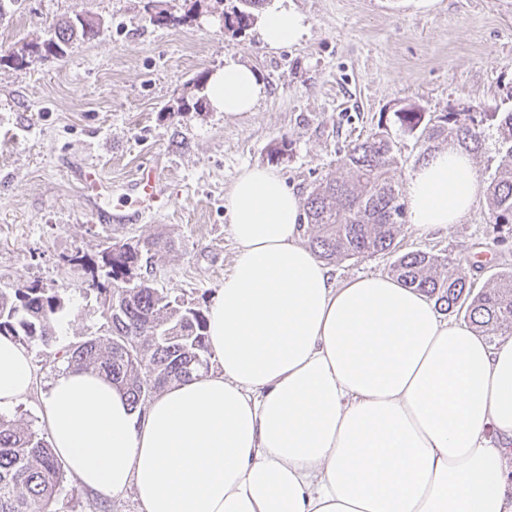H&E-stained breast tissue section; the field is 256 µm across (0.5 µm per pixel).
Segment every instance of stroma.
I'll return each mask as SVG.
<instances>
[{"instance_id": "obj_1", "label": "stroma", "mask_w": 512, "mask_h": 512, "mask_svg": "<svg viewBox=\"0 0 512 512\" xmlns=\"http://www.w3.org/2000/svg\"><path fill=\"white\" fill-rule=\"evenodd\" d=\"M146 0H24L0 19V46L43 37L48 23L79 14L100 18L99 37L74 41L64 58L33 59L26 69L0 64V288H52L68 311L50 345H31L34 383L11 418L47 432L41 398L72 344L104 322L91 276L67 263L96 256L105 235L136 243L173 241L156 255L152 278L170 296L203 305L234 268L238 246L226 196L245 169L266 167L307 195L348 145L384 127L406 185L422 159L416 137L395 113L512 111V0H269L266 12L298 13L304 31L271 48L258 27L226 29L211 0H158L167 23L151 22ZM253 68L265 85L254 111L209 107L177 114L188 84L217 73L226 58ZM96 167L113 190L148 165L172 188L164 217L105 231L77 177ZM425 251L460 259L475 287L512 270V231L488 220L478 202L444 233L404 224L394 252L336 260L337 282L388 273L397 255Z\"/></svg>"}]
</instances>
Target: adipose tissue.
Here are the masks:
<instances>
[{
  "label": "adipose tissue",
  "instance_id": "ef3b65f1",
  "mask_svg": "<svg viewBox=\"0 0 512 512\" xmlns=\"http://www.w3.org/2000/svg\"><path fill=\"white\" fill-rule=\"evenodd\" d=\"M264 94L231 58L208 80L227 114ZM481 193L469 152L435 150L409 176L411 222L448 228ZM302 204L273 171L238 177L239 253L208 316L216 368L139 410L65 368L42 397L56 454L140 512H512V336L489 344L387 275L335 283L302 241ZM32 387L29 349L0 336V413Z\"/></svg>",
  "mask_w": 512,
  "mask_h": 512
}]
</instances>
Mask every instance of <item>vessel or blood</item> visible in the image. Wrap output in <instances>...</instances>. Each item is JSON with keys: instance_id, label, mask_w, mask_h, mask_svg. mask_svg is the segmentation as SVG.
<instances>
[{"instance_id": "vessel-or-blood-1", "label": "vessel or blood", "mask_w": 512, "mask_h": 512, "mask_svg": "<svg viewBox=\"0 0 512 512\" xmlns=\"http://www.w3.org/2000/svg\"><path fill=\"white\" fill-rule=\"evenodd\" d=\"M123 196L125 207L116 211L95 208L91 216L104 226L132 224L164 211L169 204L168 181L153 168L142 169L137 177L126 183Z\"/></svg>"}]
</instances>
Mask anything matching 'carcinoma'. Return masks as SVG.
Here are the masks:
<instances>
[{
    "instance_id": "obj_1",
    "label": "carcinoma",
    "mask_w": 512,
    "mask_h": 512,
    "mask_svg": "<svg viewBox=\"0 0 512 512\" xmlns=\"http://www.w3.org/2000/svg\"><path fill=\"white\" fill-rule=\"evenodd\" d=\"M243 9L221 14L224 27L242 31L254 23L266 0H241ZM101 33L97 19L75 16L50 27V34L17 50L0 53L12 58H59L77 38ZM207 75L192 82L175 114L197 112L206 101ZM400 128L418 134L423 153L439 143L462 146L473 154L482 149L483 122L461 118L459 112L426 115L416 105L395 113ZM499 145L512 159V112H493ZM396 164L395 143L386 131H376L351 144L341 165L349 179L326 178L304 199L303 231L315 255L332 261L391 251L401 232L404 207L401 192L390 177ZM489 221L512 231V162L497 168L487 186ZM172 248L161 237L132 246L105 239L96 266L86 255L69 262L89 271L92 287L102 298L106 329L72 346L68 366L97 371L124 391L135 409L165 386L209 368L208 310L201 304L172 299L154 285L151 253ZM403 285L425 292L440 308L465 311L480 335L493 339L512 335V270L491 277L478 292L464 264L448 256L423 251L400 255L390 268ZM135 285L128 286L129 281ZM67 311L64 299L36 284L0 288V336L28 346L47 345ZM64 463L44 434L0 413V512H57L52 508L64 489Z\"/></svg>"
}]
</instances>
